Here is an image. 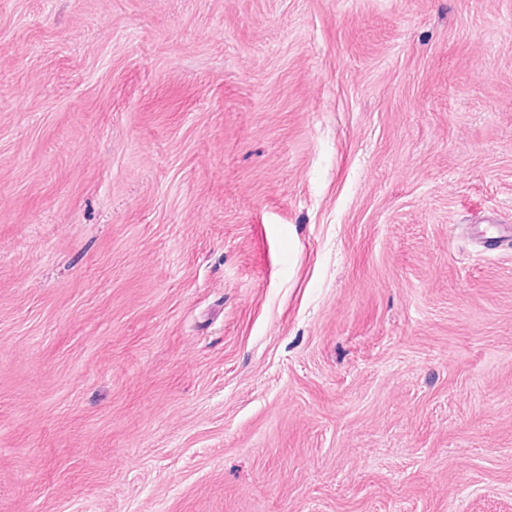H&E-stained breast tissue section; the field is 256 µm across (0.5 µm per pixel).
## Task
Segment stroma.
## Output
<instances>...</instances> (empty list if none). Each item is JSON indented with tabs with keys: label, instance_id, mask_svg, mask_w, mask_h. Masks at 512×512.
I'll return each instance as SVG.
<instances>
[{
	"label": "stroma",
	"instance_id": "obj_1",
	"mask_svg": "<svg viewBox=\"0 0 512 512\" xmlns=\"http://www.w3.org/2000/svg\"><path fill=\"white\" fill-rule=\"evenodd\" d=\"M0 512H512V0H0Z\"/></svg>",
	"mask_w": 512,
	"mask_h": 512
}]
</instances>
